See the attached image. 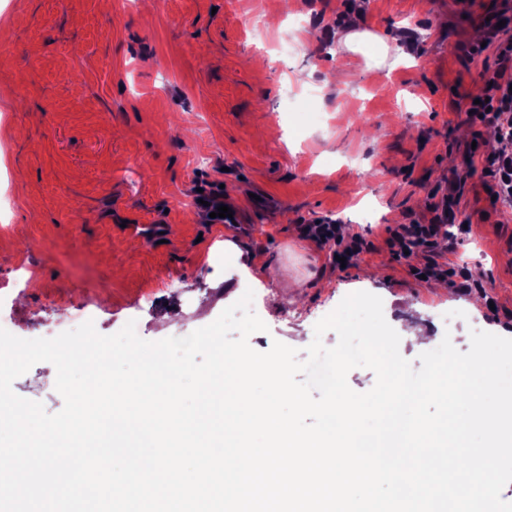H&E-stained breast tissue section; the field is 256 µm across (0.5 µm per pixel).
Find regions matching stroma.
Here are the masks:
<instances>
[{"label": "stroma", "instance_id": "obj_1", "mask_svg": "<svg viewBox=\"0 0 512 512\" xmlns=\"http://www.w3.org/2000/svg\"><path fill=\"white\" fill-rule=\"evenodd\" d=\"M490 4L360 0L349 26L377 39L349 54L336 42L345 0H0V294L19 266L33 272L5 330L52 338L80 311L102 335L132 320L148 341L184 337L255 283L259 352L305 351L356 291L382 298L396 332L418 322L462 352L474 329L512 338V209L479 177L459 205L472 234L452 259L484 292L416 280L419 257L384 242L460 165L467 97L494 61L467 53ZM394 44L399 64L371 66ZM204 193L238 222L200 220ZM321 218L375 251L337 268L299 232ZM146 224L165 225L166 242L143 238ZM55 379L40 362L13 390L55 413Z\"/></svg>", "mask_w": 512, "mask_h": 512}]
</instances>
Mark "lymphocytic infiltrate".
<instances>
[{"mask_svg":"<svg viewBox=\"0 0 512 512\" xmlns=\"http://www.w3.org/2000/svg\"><path fill=\"white\" fill-rule=\"evenodd\" d=\"M507 18L503 10L491 15L486 23L484 44L470 48L474 56L482 54L484 48H492L495 61L493 66L484 67L480 72L477 101L469 105L466 118L473 129V141H480L481 128L490 126L503 142V149L491 152L479 148L466 150L463 170L455 173L447 186L438 185L431 190L428 222L396 225L390 229L387 240L396 257L408 253L420 257L416 275L435 280L457 277L462 287L469 290L479 288V281L467 277L452 260L442 258L436 247L440 239L447 237L448 217L458 207L472 175H479L488 196L512 206V27L507 26ZM300 232L305 238L329 247L333 254L350 265L373 249L372 243L363 237H345L341 225L328 219L301 225Z\"/></svg>","mask_w":512,"mask_h":512,"instance_id":"lymphocytic-infiltrate-1","label":"lymphocytic infiltrate"}]
</instances>
